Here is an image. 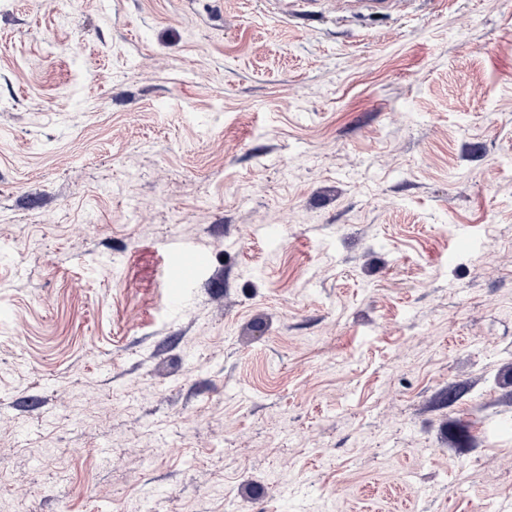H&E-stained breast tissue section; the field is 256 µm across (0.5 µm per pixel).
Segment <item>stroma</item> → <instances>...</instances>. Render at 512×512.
<instances>
[{
	"instance_id": "1",
	"label": "stroma",
	"mask_w": 512,
	"mask_h": 512,
	"mask_svg": "<svg viewBox=\"0 0 512 512\" xmlns=\"http://www.w3.org/2000/svg\"><path fill=\"white\" fill-rule=\"evenodd\" d=\"M506 452L512 0H0V512H512ZM413 0H344L336 1V4H344L347 8L360 12L391 11L403 9ZM209 265L207 252L197 248H184L176 250L172 255V266L180 269L189 266L192 273L198 272Z\"/></svg>"
}]
</instances>
